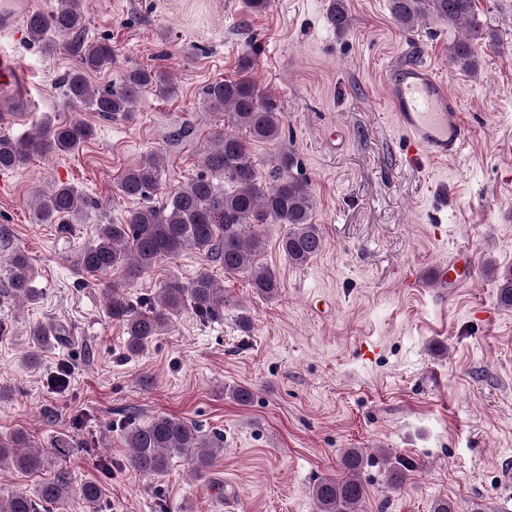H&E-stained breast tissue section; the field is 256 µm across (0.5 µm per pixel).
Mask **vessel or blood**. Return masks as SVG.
<instances>
[{
	"label": "vessel or blood",
	"mask_w": 512,
	"mask_h": 512,
	"mask_svg": "<svg viewBox=\"0 0 512 512\" xmlns=\"http://www.w3.org/2000/svg\"><path fill=\"white\" fill-rule=\"evenodd\" d=\"M25 0H0V36L18 37V17L25 12ZM384 85L395 125L408 140L411 150L434 161L458 159L472 132L469 113L450 93L434 66L400 61L384 73ZM0 111L24 100L23 78L15 61L0 55ZM465 260L440 267L436 279L440 287L457 288L468 281Z\"/></svg>",
	"instance_id": "obj_1"
}]
</instances>
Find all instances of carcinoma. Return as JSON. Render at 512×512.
Here are the masks:
<instances>
[{
    "mask_svg": "<svg viewBox=\"0 0 512 512\" xmlns=\"http://www.w3.org/2000/svg\"><path fill=\"white\" fill-rule=\"evenodd\" d=\"M389 9L394 22L408 32L429 16L461 29V37L448 46V63L466 73L477 70V47L498 42L494 30L478 21L475 0H389ZM328 21L340 32L349 27L346 0H330ZM86 26L80 0H61L53 10L33 11L25 18L30 41L48 53L59 50L76 57L78 65L61 78L69 100L85 104L107 120L131 119L144 92L153 89L163 96L175 93L164 72L153 66L128 70L116 85L91 86L87 75L107 70L116 63V54L104 40H86ZM251 69L250 57L244 56L238 64V77L202 88L210 107L224 113L227 129L217 133L215 148L203 158V171L175 190L167 203L161 207L145 204L158 187L162 156L149 153L125 169L118 182L119 192L144 204L130 210L123 224L97 225L95 236L79 256L85 275L98 277L122 268L134 278L152 269L162 257L197 251L222 266L226 275H247L257 294L275 299L281 291L280 282L272 270L259 263L264 249L262 227L288 225L279 246L293 265L303 266L323 250L324 236L313 222L316 199L297 154L291 149L280 150L271 159L266 175L257 169L251 145L280 139L284 114L273 96L258 90ZM94 134L93 126L82 120L59 123L50 117L41 122L37 132L22 138L1 131L0 171L18 169L34 156L73 153ZM94 204L85 192L61 184L41 199L37 213L45 224H71L84 219ZM5 272L13 297L37 300L34 271L22 251L12 254ZM497 281L500 303L512 308V269L504 271ZM126 287L124 282L108 284L102 289V300L110 317L123 326L130 353L163 334L185 310L207 320L224 314V289L206 268L187 283L167 281L140 309L127 300ZM54 337L53 330L42 324L31 326L29 358L37 361ZM125 443L131 450L129 466L143 476L161 475L172 458L183 457L202 477L214 463L216 453L212 449L222 447L223 440L183 419L159 414L144 424L130 423ZM68 451L65 438L58 439L48 452L34 450L27 434L16 431L0 437V470L10 463L21 471H39L49 456L63 457ZM364 465L362 450L350 448L344 453L341 473L324 477L313 486L318 512H363L367 491L360 473ZM71 490V474L60 467L39 487L38 499L24 492L1 496L0 512H38L37 502L62 504ZM79 496L97 512L103 488L87 481L79 488Z\"/></svg>",
    "mask_w": 512,
    "mask_h": 512,
    "instance_id": "1",
    "label": "carcinoma"
}]
</instances>
